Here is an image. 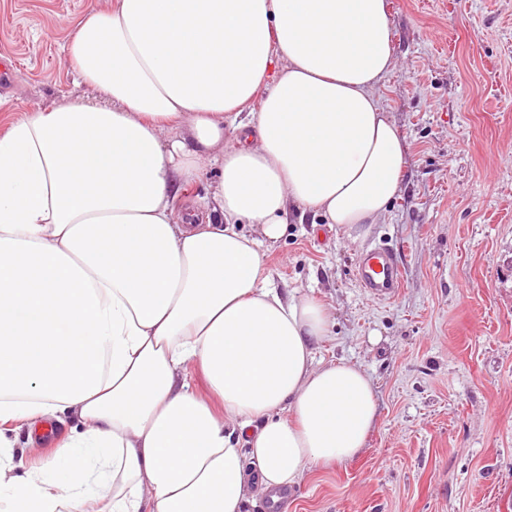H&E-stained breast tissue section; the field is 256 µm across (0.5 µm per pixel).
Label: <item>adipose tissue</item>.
<instances>
[{"instance_id":"obj_1","label":"adipose tissue","mask_w":512,"mask_h":512,"mask_svg":"<svg viewBox=\"0 0 512 512\" xmlns=\"http://www.w3.org/2000/svg\"><path fill=\"white\" fill-rule=\"evenodd\" d=\"M394 59L386 0H112L79 21L66 60L92 97L0 133V512H246L361 452L371 382L317 359L332 313L283 299L262 248L308 215L360 236L387 213ZM35 418L72 427L22 470Z\"/></svg>"}]
</instances>
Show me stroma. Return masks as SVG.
<instances>
[{
    "mask_svg": "<svg viewBox=\"0 0 512 512\" xmlns=\"http://www.w3.org/2000/svg\"><path fill=\"white\" fill-rule=\"evenodd\" d=\"M109 0H0V126L85 99L64 64L76 22ZM395 62L378 90L406 169L380 223L355 238L293 224L264 247L282 295L317 297V355L359 366L378 418L361 453L310 467L285 512H512V0H387ZM397 249L378 303L359 253ZM355 276L365 296L377 302L395 298L401 285V263L396 252L385 243L361 252L355 264Z\"/></svg>",
    "mask_w": 512,
    "mask_h": 512,
    "instance_id": "obj_1",
    "label": "stroma"
}]
</instances>
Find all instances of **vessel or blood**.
I'll return each mask as SVG.
<instances>
[{
  "mask_svg": "<svg viewBox=\"0 0 512 512\" xmlns=\"http://www.w3.org/2000/svg\"><path fill=\"white\" fill-rule=\"evenodd\" d=\"M355 276L365 296L377 302H387L399 292L401 263L390 246L380 243L360 253Z\"/></svg>",
  "mask_w": 512,
  "mask_h": 512,
  "instance_id": "vessel-or-blood-1",
  "label": "vessel or blood"
}]
</instances>
